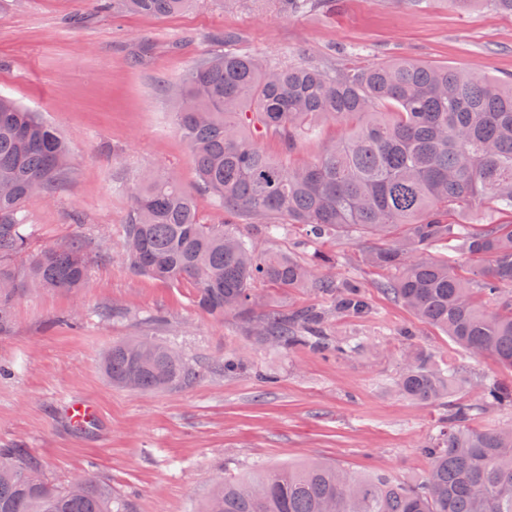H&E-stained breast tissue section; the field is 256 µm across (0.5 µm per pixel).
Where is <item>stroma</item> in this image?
<instances>
[{
	"instance_id": "1",
	"label": "stroma",
	"mask_w": 512,
	"mask_h": 512,
	"mask_svg": "<svg viewBox=\"0 0 512 512\" xmlns=\"http://www.w3.org/2000/svg\"><path fill=\"white\" fill-rule=\"evenodd\" d=\"M228 33L233 42H225ZM227 51L324 68L409 58L504 79L512 76V16L444 0H312L297 12L282 0H195L164 18L114 15L80 0H19L0 9V94L39 113L72 152L62 192L26 206L33 240L78 238L91 259L84 292L30 291L11 305L0 332V365L9 369L0 376V448L26 449L47 479L63 485L97 475L133 512H201L223 477L259 465L319 460L419 483L426 472L419 448L447 406H422L398 392L404 353L420 349L471 378L508 372L465 354L388 294L383 284L392 273L360 262L362 239L333 235L312 250L300 224L274 237L260 224L239 226L263 252L308 262L314 251L328 254L332 264L318 273L363 286L366 313H330L325 323L331 341H355L345 355L260 341L237 314L216 319L199 310L192 285L140 276L125 264L128 191L142 172L192 192L203 223L226 219L197 190L171 112L188 70ZM341 133L327 120L291 148L270 136L257 143L300 167ZM253 291L283 314L330 306L313 288L258 283ZM141 337L174 345L200 377L158 392L113 386L105 353ZM228 360L236 369L225 370ZM72 398L97 409L94 429L68 424L63 406Z\"/></svg>"
}]
</instances>
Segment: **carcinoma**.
Here are the masks:
<instances>
[{"instance_id": "1", "label": "carcinoma", "mask_w": 512, "mask_h": 512, "mask_svg": "<svg viewBox=\"0 0 512 512\" xmlns=\"http://www.w3.org/2000/svg\"><path fill=\"white\" fill-rule=\"evenodd\" d=\"M192 0H99L120 12L167 17ZM478 3L512 15V0ZM173 112L197 174L215 205L264 225L303 224L310 245L331 233L384 239L367 246V264L395 270L384 289L415 316L473 357H491L512 372V81L458 67L401 59L333 70L273 66L226 52L198 61L185 75ZM320 119L349 125L347 134L302 168L268 156L254 136L270 134L293 146L315 133ZM69 178V149L39 116L0 96V327L15 295L31 289L80 292L89 287L84 244L32 243L26 205L52 198ZM123 225L125 262L133 272L173 285L190 281L195 305L222 318L233 311L253 335L283 349L331 346L325 312L256 314L253 284L314 286L339 313L362 314L360 286L321 277L315 265L286 253H261L234 224H204L194 199L177 182L151 174L130 194ZM484 208L492 220L464 223ZM448 246L466 269L432 261ZM109 380L132 390H167L196 371L152 338L112 345L103 360ZM455 370L411 353L397 379L402 395L422 405L470 388ZM483 399L512 405V380L488 377ZM474 404L457 399L423 442L422 482L406 484L386 471L354 475L334 464L259 466L226 476L203 512H512V425L465 426ZM74 495L43 478L22 448L0 449V512H127L112 487L93 475Z\"/></svg>"}]
</instances>
